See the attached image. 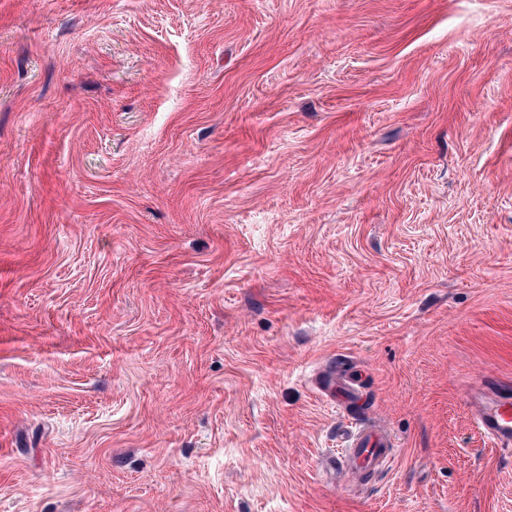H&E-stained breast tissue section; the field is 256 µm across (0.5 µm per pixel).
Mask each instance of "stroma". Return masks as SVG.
Instances as JSON below:
<instances>
[{
  "label": "stroma",
  "instance_id": "35a3bbf8",
  "mask_svg": "<svg viewBox=\"0 0 512 512\" xmlns=\"http://www.w3.org/2000/svg\"><path fill=\"white\" fill-rule=\"evenodd\" d=\"M486 376L512 0H0V512H512ZM345 366V363L338 362L335 369L333 364L331 373L320 387V393L339 407L350 404L362 406L366 400L363 381L357 375L348 373ZM467 402L476 427L496 445L512 446V385L486 381L473 385ZM336 456V468L356 484H367L389 467L397 453V443L381 422L368 418L349 435Z\"/></svg>",
  "mask_w": 512,
  "mask_h": 512
}]
</instances>
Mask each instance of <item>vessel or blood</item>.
<instances>
[{"label":"vessel or blood","mask_w":512,"mask_h":512,"mask_svg":"<svg viewBox=\"0 0 512 512\" xmlns=\"http://www.w3.org/2000/svg\"><path fill=\"white\" fill-rule=\"evenodd\" d=\"M321 394L344 407L363 405L366 396L360 377L337 366L323 381ZM467 402L476 427L496 445L512 447V385L487 381L471 386ZM397 453V443L389 429L369 418L356 426L343 451L336 458V467L356 484H365L389 467Z\"/></svg>","instance_id":"vessel-or-blood-1"}]
</instances>
